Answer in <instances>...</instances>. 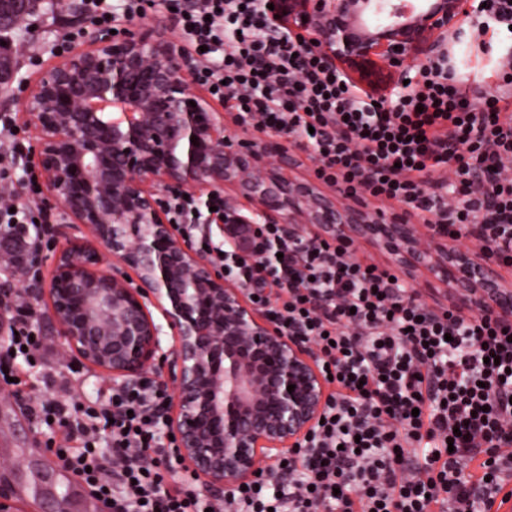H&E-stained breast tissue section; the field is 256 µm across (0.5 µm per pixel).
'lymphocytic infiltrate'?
Segmentation results:
<instances>
[{
	"label": "lymphocytic infiltrate",
	"mask_w": 512,
	"mask_h": 512,
	"mask_svg": "<svg viewBox=\"0 0 512 512\" xmlns=\"http://www.w3.org/2000/svg\"><path fill=\"white\" fill-rule=\"evenodd\" d=\"M261 0H161L197 57L196 80L237 125L288 136L318 176L406 205L512 265V52L474 108L439 64L393 90L391 107L346 77ZM0 167V223L30 224L14 256L34 270L50 215L14 204ZM278 328L303 336L336 386L295 457L247 488L202 499L166 444L167 385H115L85 399L47 364L37 309L0 295V385L37 369L52 395L25 396L46 447L107 512H501L512 502V323L429 308L353 245L282 224L194 237Z\"/></svg>",
	"instance_id": "lymphocytic-infiltrate-1"
}]
</instances>
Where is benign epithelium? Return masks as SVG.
<instances>
[{"label":"benign epithelium","instance_id":"1","mask_svg":"<svg viewBox=\"0 0 512 512\" xmlns=\"http://www.w3.org/2000/svg\"><path fill=\"white\" fill-rule=\"evenodd\" d=\"M392 0H267L269 15L306 33L352 83L380 100L426 72L448 46L471 0H411L395 18ZM39 0H0V41ZM181 43L154 26L103 32L32 79L0 56V97L21 83V119L36 134L33 166L66 217L46 285L51 320L74 357L122 384L153 371L171 383L167 433L183 471L221 496L288 457L321 420L329 383L303 337L276 328L260 308L182 240L168 218L171 192L224 196V223L260 217L302 235L367 241L400 272L454 292L455 307L512 322V282L501 263L463 247L437 224L375 208L366 192L296 179L291 149L278 140L236 139L195 85ZM197 140H192V137ZM135 272L104 268L105 256ZM160 310L170 330L150 307ZM294 386L288 392V386ZM0 512H21L0 484Z\"/></svg>","mask_w":512,"mask_h":512}]
</instances>
